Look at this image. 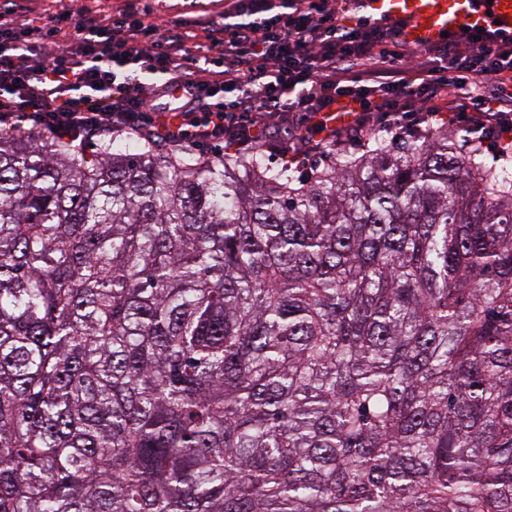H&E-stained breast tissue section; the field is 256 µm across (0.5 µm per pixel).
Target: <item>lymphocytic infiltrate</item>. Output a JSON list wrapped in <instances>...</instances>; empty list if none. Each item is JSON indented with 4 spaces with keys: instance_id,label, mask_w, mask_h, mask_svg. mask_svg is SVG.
<instances>
[{
    "instance_id": "1",
    "label": "lymphocytic infiltrate",
    "mask_w": 512,
    "mask_h": 512,
    "mask_svg": "<svg viewBox=\"0 0 512 512\" xmlns=\"http://www.w3.org/2000/svg\"><path fill=\"white\" fill-rule=\"evenodd\" d=\"M343 125L330 114L343 101ZM455 112L464 147L512 146V36L462 30L423 48L393 25H344L336 0H227L205 34L163 36L153 8L88 26L0 9V129L72 140L148 133L251 152L270 131L296 155L331 157L373 125L422 135Z\"/></svg>"
}]
</instances>
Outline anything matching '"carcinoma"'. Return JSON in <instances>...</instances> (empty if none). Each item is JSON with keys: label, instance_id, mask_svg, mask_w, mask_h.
I'll return each mask as SVG.
<instances>
[{"label": "carcinoma", "instance_id": "obj_1", "mask_svg": "<svg viewBox=\"0 0 512 512\" xmlns=\"http://www.w3.org/2000/svg\"><path fill=\"white\" fill-rule=\"evenodd\" d=\"M0 512H512V174L0 132Z\"/></svg>", "mask_w": 512, "mask_h": 512}]
</instances>
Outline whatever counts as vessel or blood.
Returning <instances> with one entry per match:
<instances>
[{
    "mask_svg": "<svg viewBox=\"0 0 512 512\" xmlns=\"http://www.w3.org/2000/svg\"><path fill=\"white\" fill-rule=\"evenodd\" d=\"M365 11L377 22L398 24L414 46L440 41L466 25L512 34V0H365Z\"/></svg>",
    "mask_w": 512,
    "mask_h": 512,
    "instance_id": "b4317fda",
    "label": "vessel or blood"
}]
</instances>
